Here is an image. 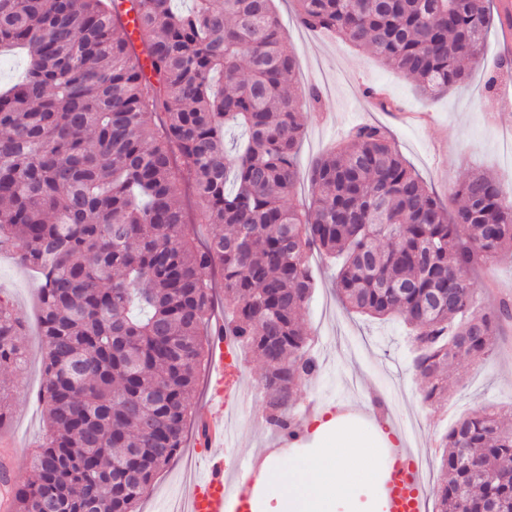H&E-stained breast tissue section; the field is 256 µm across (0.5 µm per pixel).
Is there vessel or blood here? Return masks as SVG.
<instances>
[{
	"instance_id": "1",
	"label": "vessel or blood",
	"mask_w": 512,
	"mask_h": 512,
	"mask_svg": "<svg viewBox=\"0 0 512 512\" xmlns=\"http://www.w3.org/2000/svg\"><path fill=\"white\" fill-rule=\"evenodd\" d=\"M234 337H215L208 366L217 388L201 419L206 425L207 458L203 478L189 485L182 512H258L263 487L257 480L261 454L241 453L236 466L229 467L220 454L221 448L237 445L235 432L224 422L226 396L234 394L242 378L230 365ZM385 453L389 464L382 469L372 486L376 512H427L431 490L402 437L391 439Z\"/></svg>"
}]
</instances>
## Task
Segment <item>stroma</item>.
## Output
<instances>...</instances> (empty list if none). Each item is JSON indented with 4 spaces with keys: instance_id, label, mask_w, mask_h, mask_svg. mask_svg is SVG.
Wrapping results in <instances>:
<instances>
[{
    "instance_id": "35a3bbf8",
    "label": "stroma",
    "mask_w": 512,
    "mask_h": 512,
    "mask_svg": "<svg viewBox=\"0 0 512 512\" xmlns=\"http://www.w3.org/2000/svg\"><path fill=\"white\" fill-rule=\"evenodd\" d=\"M275 9L289 46L297 59V86L317 88L321 106L312 108L305 136L299 146L300 173L335 146L350 129L361 123L384 125L403 157L423 178L439 200L455 209L453 187L470 173L493 172L512 180V77L499 79L488 89L487 79L497 73L501 57L512 56V34L493 28L479 66L462 87L428 98L414 83L383 65L363 47L324 32H310L294 18L291 0H275ZM383 90L397 111H382L364 90ZM315 288L301 312L309 337V350L320 364L311 384L296 388L291 409L314 407L298 444L291 445L267 427V397L262 387L264 369L252 356L238 357L243 375L237 400L243 413L236 426L239 448L272 449L276 461L302 463L321 448L324 425L335 419L357 423L343 411L344 403L374 410L375 399L383 411L361 424L378 450L377 467H384L388 445L387 428L400 431L420 425L416 446L429 462V484L441 481V441L461 417L482 409L512 412V365L500 349L486 359H462L448 370V397L440 403L426 401L413 366L409 328L402 317L381 322L346 307L336 290L337 268L320 258L310 262ZM474 285L485 306H494L499 296L512 295V252L493 262L478 264ZM39 280L18 265L13 257L0 256V298L6 299L25 321L23 339L27 361L10 372L14 386L10 394V416L0 425V434L16 444L17 470L14 482H26L31 474L30 450L43 436L44 407L39 400L45 346L40 335ZM376 410V409H375ZM239 448L223 449L224 462L235 466ZM205 467V455L195 437H187L180 455L160 471L139 504L140 512H169L185 492L190 472Z\"/></svg>"
}]
</instances>
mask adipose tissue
Segmentation results:
<instances>
[{
	"instance_id": "ef3b65f1",
	"label": "adipose tissue",
	"mask_w": 512,
	"mask_h": 512,
	"mask_svg": "<svg viewBox=\"0 0 512 512\" xmlns=\"http://www.w3.org/2000/svg\"><path fill=\"white\" fill-rule=\"evenodd\" d=\"M375 450L357 429L341 427L304 467L274 465L279 512H336L348 493L367 485Z\"/></svg>"
}]
</instances>
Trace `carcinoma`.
<instances>
[{"mask_svg": "<svg viewBox=\"0 0 512 512\" xmlns=\"http://www.w3.org/2000/svg\"><path fill=\"white\" fill-rule=\"evenodd\" d=\"M0 0V47L27 63L0 92V252L41 278L47 429L32 478L3 479L13 512H137L185 446L189 397L224 330L266 367L267 423L319 372L299 312L313 254L345 256L342 302L411 327L426 399L459 356L484 359L512 300L482 305L475 266L512 250L504 182L456 183L453 213L363 123L296 183L304 111L273 0ZM299 23L369 49L437 95L464 83L499 21L492 0H294ZM243 144L226 150V130ZM199 221L198 246L180 204ZM25 321L0 302V370L25 362ZM437 512H512V428L484 409L442 440Z\"/></svg>", "mask_w": 512, "mask_h": 512, "instance_id": "obj_1", "label": "carcinoma"}]
</instances>
